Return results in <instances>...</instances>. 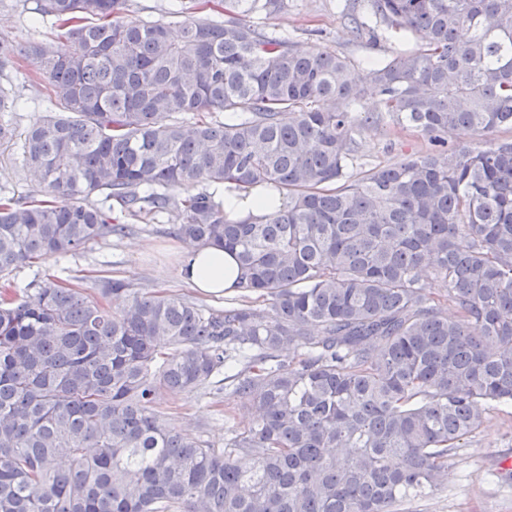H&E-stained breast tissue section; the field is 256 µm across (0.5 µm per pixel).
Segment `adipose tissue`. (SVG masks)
Segmentation results:
<instances>
[{
  "instance_id": "ef3b65f1",
  "label": "adipose tissue",
  "mask_w": 512,
  "mask_h": 512,
  "mask_svg": "<svg viewBox=\"0 0 512 512\" xmlns=\"http://www.w3.org/2000/svg\"><path fill=\"white\" fill-rule=\"evenodd\" d=\"M215 197L232 218L269 216L285 204L281 197L273 198L254 189L242 191L230 186L217 190ZM178 276L188 287L205 294H220L233 287L238 270L234 259L222 248L199 245L182 251Z\"/></svg>"
}]
</instances>
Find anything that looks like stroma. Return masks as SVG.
<instances>
[{
	"label": "stroma",
	"mask_w": 512,
	"mask_h": 512,
	"mask_svg": "<svg viewBox=\"0 0 512 512\" xmlns=\"http://www.w3.org/2000/svg\"><path fill=\"white\" fill-rule=\"evenodd\" d=\"M343 0H285L272 14L257 13L252 20L265 31L289 38L310 52L339 53L349 57L362 82H369L370 63L393 55L400 44L382 25L357 38L342 15ZM37 0H0V40L15 48L52 37L51 20L36 12ZM0 91L16 99V111L7 113L16 131H24L49 112L45 83L22 55L0 70ZM357 156L366 163H384L393 148L418 149L421 136L390 123L361 129L355 136ZM36 189L22 169L18 140L0 141V194L26 196ZM116 223L131 224L129 233L89 243L63 263L48 259L24 269L20 277H48L67 267L77 282L101 278H125L142 291L165 290L210 308H223L225 294L203 296L181 283L177 276L181 260L180 239L170 234L172 217L157 220L129 218L113 210ZM163 406L176 428L188 431L214 448L248 427L251 416L240 403L223 394L198 391L166 397ZM404 512H512V406L494 410L480 433L457 449L448 463L442 484L427 494L410 499Z\"/></svg>",
	"instance_id": "35a3bbf8"
}]
</instances>
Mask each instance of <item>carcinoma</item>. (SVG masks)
Instances as JSON below:
<instances>
[{"label":"carcinoma","instance_id":"cac0c4a2","mask_svg":"<svg viewBox=\"0 0 512 512\" xmlns=\"http://www.w3.org/2000/svg\"><path fill=\"white\" fill-rule=\"evenodd\" d=\"M38 2L58 32L27 56L54 110L20 134L37 191L0 197V512H400L440 485L512 402V0H349L356 35L368 16L418 44L372 63L364 114L348 58L250 24L284 0L150 21ZM384 121L427 149L350 172L356 132ZM459 128L494 139L453 146ZM226 183L288 205L230 221ZM94 196L177 214L171 233L233 254L234 290L270 308L87 290L64 268L18 287L125 232ZM211 386L254 414L222 451L161 406Z\"/></svg>","mask_w":512,"mask_h":512}]
</instances>
